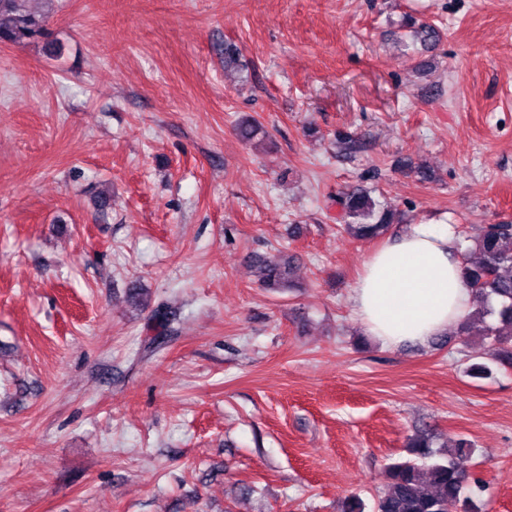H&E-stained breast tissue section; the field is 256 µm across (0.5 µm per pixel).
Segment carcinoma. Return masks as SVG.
<instances>
[{"label": "carcinoma", "mask_w": 512, "mask_h": 512, "mask_svg": "<svg viewBox=\"0 0 512 512\" xmlns=\"http://www.w3.org/2000/svg\"><path fill=\"white\" fill-rule=\"evenodd\" d=\"M25 0H0V43H17L41 35L45 16L25 9ZM348 221L344 231L356 240L386 234L396 216L395 209L372 196V191L354 186L340 199ZM462 278L475 300V310L460 326L466 333L473 321L491 320L486 330V361L470 365V375L483 378L496 364H512V224H489L459 258ZM259 281L268 288H284L288 264L258 257L254 261ZM408 456L388 464L386 488L379 494L375 512H471L467 487L481 491L484 482L457 467L454 457L471 448L459 439L448 454L431 464L432 442L418 432L408 438Z\"/></svg>", "instance_id": "carcinoma-1"}]
</instances>
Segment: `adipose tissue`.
I'll use <instances>...</instances> for the list:
<instances>
[{
    "label": "adipose tissue",
    "mask_w": 512,
    "mask_h": 512,
    "mask_svg": "<svg viewBox=\"0 0 512 512\" xmlns=\"http://www.w3.org/2000/svg\"><path fill=\"white\" fill-rule=\"evenodd\" d=\"M364 331L383 345L424 343L472 310L450 226L415 224L363 265L349 297Z\"/></svg>",
    "instance_id": "adipose-tissue-1"
}]
</instances>
